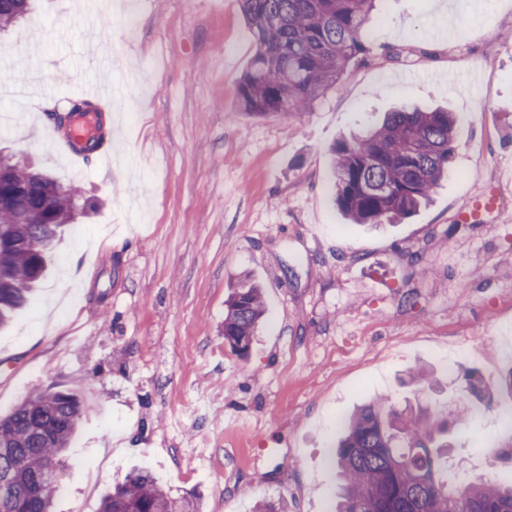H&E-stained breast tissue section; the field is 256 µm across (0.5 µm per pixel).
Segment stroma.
Instances as JSON below:
<instances>
[{
    "instance_id": "stroma-1",
    "label": "stroma",
    "mask_w": 512,
    "mask_h": 512,
    "mask_svg": "<svg viewBox=\"0 0 512 512\" xmlns=\"http://www.w3.org/2000/svg\"><path fill=\"white\" fill-rule=\"evenodd\" d=\"M100 0H32L0 33V153L78 186L90 203L33 302L0 331V412L31 393L85 411L53 512H99L148 468L200 512H333L340 422L429 368L432 401L466 372L512 367V0H382L351 65L308 111L237 108L255 43L241 0H117L112 78L126 91L105 151L59 166L51 102L79 99ZM137 36L127 41V27ZM65 63L66 79L56 77ZM417 102L460 116L432 198L399 224L347 221L331 148ZM262 288L249 352L224 343L225 301ZM461 476L512 441V395L453 434Z\"/></svg>"
}]
</instances>
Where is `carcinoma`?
Returning a JSON list of instances; mask_svg holds the SVG:
<instances>
[{
  "label": "carcinoma",
  "instance_id": "carcinoma-1",
  "mask_svg": "<svg viewBox=\"0 0 512 512\" xmlns=\"http://www.w3.org/2000/svg\"><path fill=\"white\" fill-rule=\"evenodd\" d=\"M376 0H242L256 50L240 80L238 108L257 115L304 112L365 54L364 26ZM29 0H0V29L28 10ZM459 118L444 109L405 106L383 124L333 148L336 203L355 224L398 223L427 202L448 173ZM10 188L0 191V328L30 301L50 251L65 227L86 213L80 190L55 194L57 180L0 155ZM224 343L250 349L263 317L262 291L244 284L226 302ZM478 403L491 402L485 379L466 376ZM82 405L72 394L41 391L0 414V512H52L63 472L61 454ZM468 408L419 403L398 409L372 400L344 422L332 462L340 477L336 512H512V483L458 481L448 474L449 431ZM100 512H198L189 497L170 495L146 469L127 475L101 501Z\"/></svg>",
  "mask_w": 512,
  "mask_h": 512
}]
</instances>
